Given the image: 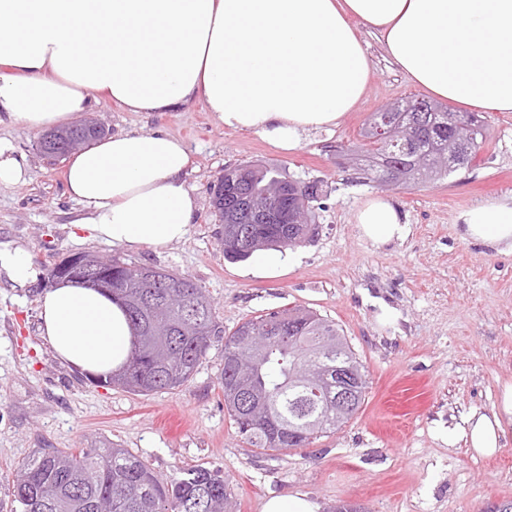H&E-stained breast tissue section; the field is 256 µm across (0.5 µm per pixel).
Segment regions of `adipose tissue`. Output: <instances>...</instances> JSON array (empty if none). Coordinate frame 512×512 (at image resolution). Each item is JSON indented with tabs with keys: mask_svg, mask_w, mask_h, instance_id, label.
<instances>
[{
	"mask_svg": "<svg viewBox=\"0 0 512 512\" xmlns=\"http://www.w3.org/2000/svg\"><path fill=\"white\" fill-rule=\"evenodd\" d=\"M434 98L482 112H512V0H0V123L33 131L75 122L104 98L129 112H176L202 100L224 127L292 151L331 130L365 94L372 66L360 28ZM189 155L161 131L117 132L69 161L66 192L77 231L129 249L182 242L197 203ZM460 236L512 253V201L461 212ZM375 244L407 236L386 197L355 215ZM11 287L35 284L28 252L0 246ZM39 330L55 356L84 372L124 363L133 329L123 307L70 282L38 296ZM512 416L468 412L449 444L498 451Z\"/></svg>",
	"mask_w": 512,
	"mask_h": 512,
	"instance_id": "1",
	"label": "adipose tissue"
}]
</instances>
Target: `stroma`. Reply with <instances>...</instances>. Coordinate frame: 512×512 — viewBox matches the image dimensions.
<instances>
[{
    "label": "stroma",
    "mask_w": 512,
    "mask_h": 512,
    "mask_svg": "<svg viewBox=\"0 0 512 512\" xmlns=\"http://www.w3.org/2000/svg\"><path fill=\"white\" fill-rule=\"evenodd\" d=\"M374 64L366 94L336 128L283 152L260 135L216 122L202 102L179 112H126L103 101L91 116L109 132L163 131L191 158L186 185L196 198L187 239L130 250L73 233L79 206L65 193V162L39 153L38 132L6 123L0 136L27 157L25 184L0 187V242L23 246L40 273L74 252L113 255L190 276L210 296L225 332L283 309L306 308L335 322L369 377L357 414L305 448L265 456L231 425L219 384L223 361L209 350L184 386L149 395L99 387L62 363L38 330L35 288L0 285V512H15L9 485L42 448L109 443L129 449L157 474L201 464L221 470L237 512H262L274 496L307 494L330 512L345 501L367 512H484L512 502V433L494 455L449 444L448 427L470 410L500 406L512 383V255L458 236L457 216L491 198H512V112H487L485 139L468 167L438 182L387 192L364 179L346 147L362 143L373 112L423 96L364 32ZM262 164L317 183V230L287 274L258 278L225 259L210 186L227 166ZM386 194L410 227L373 244L354 214Z\"/></svg>",
    "instance_id": "obj_1"
}]
</instances>
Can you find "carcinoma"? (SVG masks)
Listing matches in <instances>:
<instances>
[{
    "instance_id": "1",
    "label": "carcinoma",
    "mask_w": 512,
    "mask_h": 512,
    "mask_svg": "<svg viewBox=\"0 0 512 512\" xmlns=\"http://www.w3.org/2000/svg\"><path fill=\"white\" fill-rule=\"evenodd\" d=\"M362 136L371 140L365 174L384 187L419 179L444 180L468 167L485 136L474 112L458 114L431 101L394 103L368 120ZM244 188L275 208V185L288 181L277 168L237 165ZM219 222L231 219L237 231L221 230L224 257L244 261L260 249H283L306 241L312 224H250L223 205ZM112 295L121 300L135 336L122 370L93 379L150 393L188 382L208 351L221 346L220 384L224 406L237 433L263 453L309 446L340 428L365 399L366 375L356 352L336 323L309 309L273 311L240 324L226 335L206 291L188 275L163 270L166 280L147 288L134 279L136 266L112 259ZM267 339L248 363L238 354L251 348L245 337ZM350 379L351 403L336 404V375ZM20 512H96L101 499L112 512H234L218 469L198 465L181 476L163 478L126 448H45L26 460L12 481Z\"/></svg>"
}]
</instances>
